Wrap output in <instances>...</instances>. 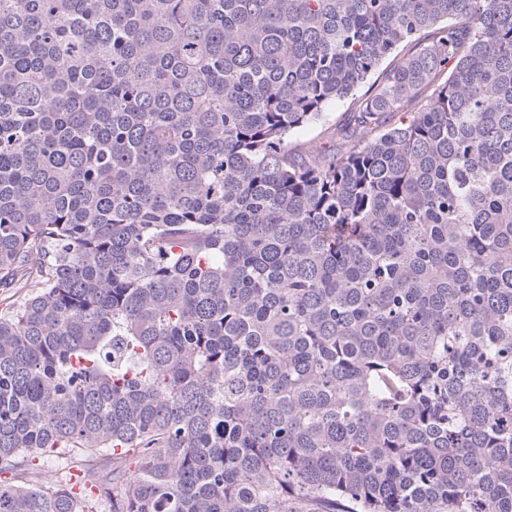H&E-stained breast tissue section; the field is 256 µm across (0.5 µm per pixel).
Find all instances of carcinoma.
Here are the masks:
<instances>
[{
  "mask_svg": "<svg viewBox=\"0 0 512 512\" xmlns=\"http://www.w3.org/2000/svg\"><path fill=\"white\" fill-rule=\"evenodd\" d=\"M74 449L112 512H512V0H0V512H94L4 477ZM348 103L332 104L327 111L329 114V124L333 127H338L346 123L349 115ZM327 125V126H328ZM321 126L310 127L300 131L293 138V142L304 143L309 147L314 148H328L336 141L329 138V135L324 133V128Z\"/></svg>",
  "mask_w": 512,
  "mask_h": 512,
  "instance_id": "carcinoma-1",
  "label": "carcinoma"
}]
</instances>
